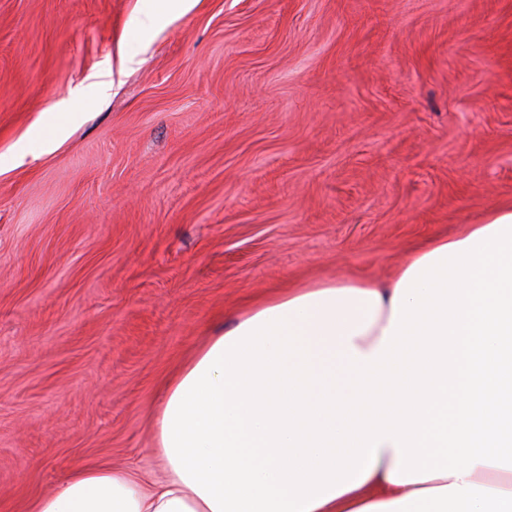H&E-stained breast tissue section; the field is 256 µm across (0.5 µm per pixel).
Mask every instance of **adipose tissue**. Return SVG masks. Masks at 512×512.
Listing matches in <instances>:
<instances>
[{"mask_svg": "<svg viewBox=\"0 0 512 512\" xmlns=\"http://www.w3.org/2000/svg\"><path fill=\"white\" fill-rule=\"evenodd\" d=\"M162 479L82 467L28 512H512V207L391 277L286 288L154 417Z\"/></svg>", "mask_w": 512, "mask_h": 512, "instance_id": "adipose-tissue-1", "label": "adipose tissue"}]
</instances>
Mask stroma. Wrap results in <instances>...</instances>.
<instances>
[{"mask_svg": "<svg viewBox=\"0 0 512 512\" xmlns=\"http://www.w3.org/2000/svg\"><path fill=\"white\" fill-rule=\"evenodd\" d=\"M21 141L0 512L85 466L162 477L165 382L251 302L512 206V0H0V153Z\"/></svg>", "mask_w": 512, "mask_h": 512, "instance_id": "35a3bbf8", "label": "stroma"}]
</instances>
